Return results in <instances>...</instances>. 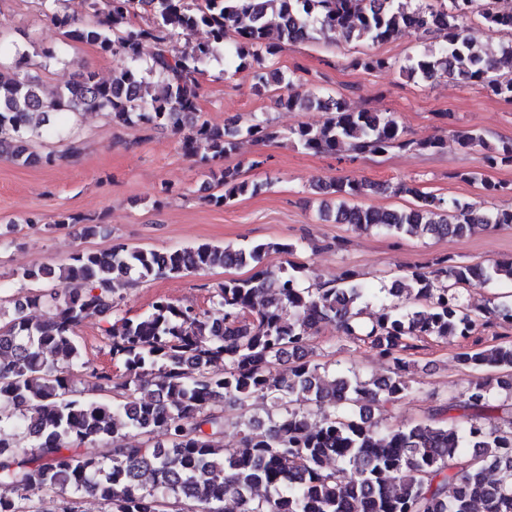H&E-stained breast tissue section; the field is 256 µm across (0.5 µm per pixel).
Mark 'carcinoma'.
<instances>
[{
  "label": "carcinoma",
  "instance_id": "1",
  "mask_svg": "<svg viewBox=\"0 0 512 512\" xmlns=\"http://www.w3.org/2000/svg\"><path fill=\"white\" fill-rule=\"evenodd\" d=\"M45 15L65 37L97 44L125 66L108 81L84 71L48 92L23 69L0 71V155L28 164L54 161L28 152L30 142L63 130L47 126L62 112H105L116 125L139 123L182 135L184 154L217 163L239 139L272 143L279 134L265 122L233 130L200 119L202 66L234 37L226 63L251 70L255 87L277 86L278 103L292 109L301 77L268 69L280 45L309 41L316 33L372 43L388 42L410 27L437 32L443 43L408 59L401 71L425 81L444 78L480 84L512 100V76L498 73L512 58V41L494 46L472 41L466 21L478 17L489 28L512 34V6L486 0H41ZM143 23L136 22L137 18ZM207 29L208 40L178 51L173 41ZM155 44L150 59L141 46ZM354 68L383 71L388 59L366 56ZM160 83L151 90L146 77ZM332 116L320 127L300 126L294 141L307 151L357 156L415 147L436 152L440 138L415 142L389 112L355 111L342 96L328 102ZM457 143L484 145L475 130L455 132ZM493 166H512V141L485 155ZM222 207L263 185L247 180L242 167L209 170ZM336 200V221L376 228L393 236L419 231L461 237L475 226L512 225V209L448 202L406 181L395 184L338 177L320 186ZM409 195V208L376 210L353 201L378 192ZM295 246L262 242L248 247L202 243L167 252L130 249L77 251L60 269L41 267L24 281L64 280L75 288H50L14 304V317L0 327V512H35L33 499L51 490L61 512H77L74 499L88 496L106 512H162L171 498L192 512H512V415L499 416L494 389L512 399V344L462 352L458 360L478 371L495 368L497 387L480 378L459 400L432 410L428 418L377 429L372 414H385L408 392L413 340L468 338L493 315L512 328V303L476 314L465 302L470 288L512 281V261L448 263L416 270L390 288H374L352 270L334 284L301 283L303 268L267 264L272 253L291 255ZM251 267L247 279H228L211 292L210 306L196 309L158 298L147 314L119 316L115 283L177 277L212 267ZM401 299L386 304L381 293ZM378 310L373 311L371 307ZM28 309H42L33 322ZM106 320L112 357L122 361L117 379L84 358L78 330L85 320ZM332 324L346 338L375 349L387 374L363 379L336 372L307 357L311 338ZM294 358L288 374L276 370ZM216 364L222 371L211 370ZM77 366L98 393L75 395L70 367ZM269 403L265 419L234 417L231 406L250 397ZM463 412L464 425L450 416ZM233 430L238 443L224 447ZM109 441L102 453L86 448Z\"/></svg>",
  "mask_w": 512,
  "mask_h": 512
}]
</instances>
